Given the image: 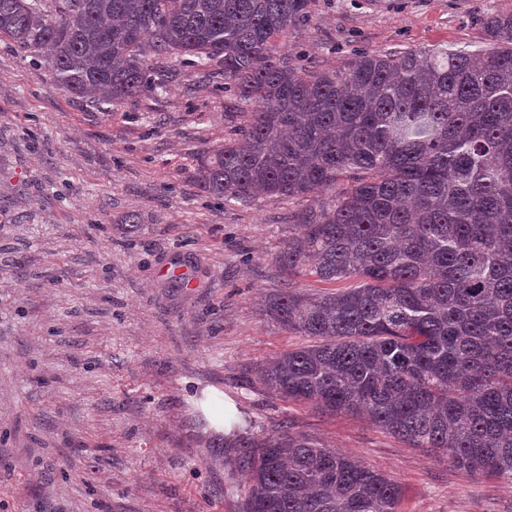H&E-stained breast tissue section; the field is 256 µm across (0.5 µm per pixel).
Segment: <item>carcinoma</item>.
Wrapping results in <instances>:
<instances>
[{
  "instance_id": "obj_1",
  "label": "carcinoma",
  "mask_w": 512,
  "mask_h": 512,
  "mask_svg": "<svg viewBox=\"0 0 512 512\" xmlns=\"http://www.w3.org/2000/svg\"><path fill=\"white\" fill-rule=\"evenodd\" d=\"M311 0H0V40L57 85L118 106L174 66L252 105L200 153L226 202L309 198L265 300L313 343L264 365L276 396L367 418L468 473L512 482V14L475 50L366 52L309 72L274 37ZM346 281L308 293L294 279ZM247 477L241 512H399L404 489L283 427L223 442Z\"/></svg>"
}]
</instances>
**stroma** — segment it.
<instances>
[{
	"mask_svg": "<svg viewBox=\"0 0 512 512\" xmlns=\"http://www.w3.org/2000/svg\"><path fill=\"white\" fill-rule=\"evenodd\" d=\"M493 13L512 0H312L277 45L320 71L473 50ZM250 110L186 67L96 106L0 41V512H240L237 451L210 425L227 396L253 434L286 425L385 473L402 512H512V482L261 384L263 363L309 343L262 307L286 285L275 258L306 203L228 205L197 170Z\"/></svg>",
	"mask_w": 512,
	"mask_h": 512,
	"instance_id": "35a3bbf8",
	"label": "stroma"
}]
</instances>
